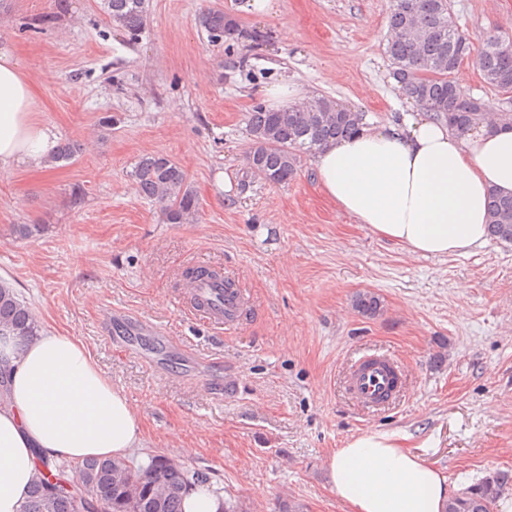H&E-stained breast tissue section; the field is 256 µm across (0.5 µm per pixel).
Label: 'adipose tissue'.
Masks as SVG:
<instances>
[{"label": "adipose tissue", "mask_w": 512, "mask_h": 512, "mask_svg": "<svg viewBox=\"0 0 512 512\" xmlns=\"http://www.w3.org/2000/svg\"><path fill=\"white\" fill-rule=\"evenodd\" d=\"M35 91L11 43L0 45V174L50 169L52 124L35 120ZM313 165L337 208L374 234L421 256L465 255L488 241L492 195H512V130L457 134L409 102L395 120L321 146ZM0 512H21L35 449L50 462L114 458L142 437L139 413L80 340L54 330L0 338ZM398 431L367 429L332 453L329 484L349 512H444L447 475Z\"/></svg>", "instance_id": "adipose-tissue-1"}]
</instances>
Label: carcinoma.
<instances>
[{
	"label": "carcinoma",
	"mask_w": 512,
	"mask_h": 512,
	"mask_svg": "<svg viewBox=\"0 0 512 512\" xmlns=\"http://www.w3.org/2000/svg\"><path fill=\"white\" fill-rule=\"evenodd\" d=\"M103 4L112 24L127 36L136 35L146 22L145 0H103ZM198 23L215 42L261 38L256 32L244 31L233 16L220 9L202 12ZM388 27L386 54L402 92L429 105L437 118L460 134L480 124L485 116L484 101L466 95L452 79L472 42L456 25L448 0H395ZM476 65L489 85L512 84V51L505 52L498 37L482 40ZM337 106L335 100L323 96L280 111L254 105L247 117L249 169L270 183H288L297 174L301 153L359 130L363 113L339 112ZM132 176L144 198L162 205L165 223L184 224L195 215L198 200L188 174L167 156H142ZM489 211V236L512 243V196H491ZM354 306L366 317L381 311L379 297L371 292L357 294ZM2 331L32 338L39 334V325L16 289L0 280ZM34 453L38 476L22 512H74L70 490L62 485L56 493L48 489L49 473L73 486L82 485L89 492L88 512H96L97 499L105 512H183L186 484L194 488L211 485L207 473L176 465L163 455L151 456L145 465L112 458L52 464L41 449ZM511 482L512 475L507 472L489 475L469 486L470 497H452L444 512H490V506L512 489Z\"/></svg>",
	"instance_id": "carcinoma-1"
}]
</instances>
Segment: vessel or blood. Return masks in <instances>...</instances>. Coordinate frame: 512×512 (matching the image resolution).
<instances>
[{
    "mask_svg": "<svg viewBox=\"0 0 512 512\" xmlns=\"http://www.w3.org/2000/svg\"><path fill=\"white\" fill-rule=\"evenodd\" d=\"M195 310L211 323L231 326L243 316L248 299L243 289L224 288L216 279H203L189 290ZM403 386L397 361L386 354H371L354 360L344 379V388L364 409L389 405Z\"/></svg>",
    "mask_w": 512,
    "mask_h": 512,
    "instance_id": "obj_1",
    "label": "vessel or blood"
}]
</instances>
